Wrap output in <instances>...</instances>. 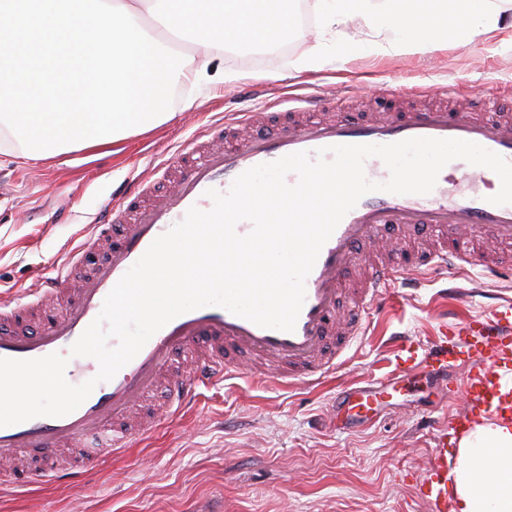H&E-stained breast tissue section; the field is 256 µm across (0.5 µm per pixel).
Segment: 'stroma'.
I'll return each instance as SVG.
<instances>
[{
  "mask_svg": "<svg viewBox=\"0 0 512 512\" xmlns=\"http://www.w3.org/2000/svg\"><path fill=\"white\" fill-rule=\"evenodd\" d=\"M354 33L350 25L324 30L313 24L276 57L247 62L224 55V68L250 74L255 93H243L239 81L214 86L202 77L200 87H180L169 122L114 148L73 149L39 162L0 151V304L38 287L130 179L155 176L157 165L199 125L224 113L276 111L290 97L318 90L337 94V113L357 100L378 111L391 104L381 93L389 83L462 81L475 102L512 91V47L469 30L463 20L449 19L435 48L394 58L337 56V44ZM317 47L328 56L323 69L291 68ZM420 278V287L396 285L384 306L368 312L363 334L329 377L291 387L230 377L201 389L193 408L162 420L151 438L106 457L70 484H0V512H429L419 483L437 431L466 407L467 367L444 381L420 376L398 383L361 425L340 429L333 417L342 388L391 377L394 337L423 345L438 335L442 315L457 311L439 297L448 284L464 290L472 315L485 310L490 295L512 296V279L490 280L476 268L453 282L439 269Z\"/></svg>",
  "mask_w": 512,
  "mask_h": 512,
  "instance_id": "obj_1",
  "label": "stroma"
}]
</instances>
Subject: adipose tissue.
<instances>
[{
  "instance_id": "1",
  "label": "adipose tissue",
  "mask_w": 512,
  "mask_h": 512,
  "mask_svg": "<svg viewBox=\"0 0 512 512\" xmlns=\"http://www.w3.org/2000/svg\"><path fill=\"white\" fill-rule=\"evenodd\" d=\"M320 27L349 22L375 32L349 42L377 55L437 45L449 18L504 36L512 44V0H309ZM450 512H512V417L496 413L473 420L458 436L448 479Z\"/></svg>"
}]
</instances>
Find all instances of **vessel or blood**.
I'll list each match as a JSON object with an SVG mask.
<instances>
[{
  "mask_svg": "<svg viewBox=\"0 0 512 512\" xmlns=\"http://www.w3.org/2000/svg\"><path fill=\"white\" fill-rule=\"evenodd\" d=\"M319 96L304 106L276 112H231L202 127L166 164L168 184L152 189L148 178L132 183L126 199L105 205L85 240L76 247L41 288L24 301L0 307V358L27 360L69 352L99 315L103 302L121 277L152 241L181 221L190 207L210 209L206 192L228 191L244 171L296 152L344 144H389L428 137L471 141L512 162V115L493 121L470 110L444 104L370 116H330ZM500 180L488 168L462 160L447 164L426 195L372 192L350 210L322 247L308 275L306 299L294 331L260 327L228 310L207 306L186 312L157 331L139 353L107 382L98 384L73 412L62 417H36L0 427V483L19 478L15 461L42 455L69 443L84 454L68 469L51 472L54 481L73 479L92 469L104 456L148 437L157 419L143 414L144 402L165 385L166 416L192 405L199 388L248 372L294 385L324 377L336 353L360 335L362 311L382 303L396 283L412 285L427 267L461 271L479 268L486 277L512 270V259L496 254H470L452 245L459 238L491 239L512 246V204L494 205ZM434 228L443 240L415 256L403 272L382 259H363L372 243L394 242L409 230ZM101 248L103 255L90 274L75 281L84 251ZM355 281L358 312L340 316L339 301L347 281ZM66 297L64 315L47 304ZM482 357L466 380L467 410L455 417L460 430L469 417L486 412H512V300L491 304L479 316L443 323L442 331L422 350L401 345L395 354L400 376L421 370L444 379L460 364ZM377 393L351 387L336 395V413L346 425L374 411ZM448 435L438 445L423 482L422 497L432 512H448Z\"/></svg>",
  "mask_w": 512,
  "mask_h": 512,
  "instance_id": "1",
  "label": "vessel or blood"
}]
</instances>
